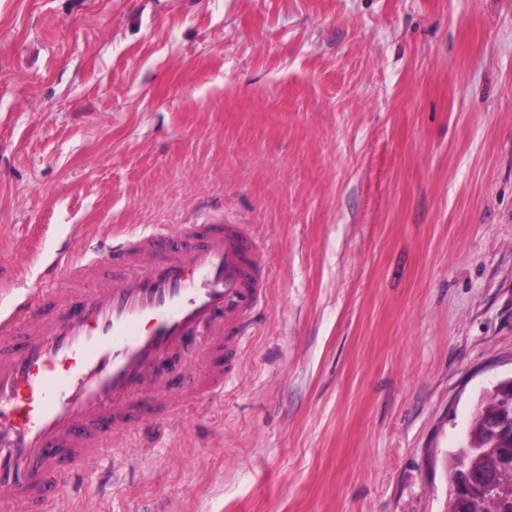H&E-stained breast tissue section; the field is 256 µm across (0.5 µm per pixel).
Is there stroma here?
I'll list each match as a JSON object with an SVG mask.
<instances>
[{"instance_id":"stroma-1","label":"stroma","mask_w":512,"mask_h":512,"mask_svg":"<svg viewBox=\"0 0 512 512\" xmlns=\"http://www.w3.org/2000/svg\"><path fill=\"white\" fill-rule=\"evenodd\" d=\"M223 222L268 269L241 367L45 512H445L512 376V0H0V309Z\"/></svg>"}]
</instances>
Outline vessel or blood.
I'll return each instance as SVG.
<instances>
[{"label":"vessel or blood","instance_id":"b4317fda","mask_svg":"<svg viewBox=\"0 0 512 512\" xmlns=\"http://www.w3.org/2000/svg\"><path fill=\"white\" fill-rule=\"evenodd\" d=\"M61 253L60 280L0 311V512H40L119 433L224 391L268 295L246 225H152Z\"/></svg>","mask_w":512,"mask_h":512}]
</instances>
